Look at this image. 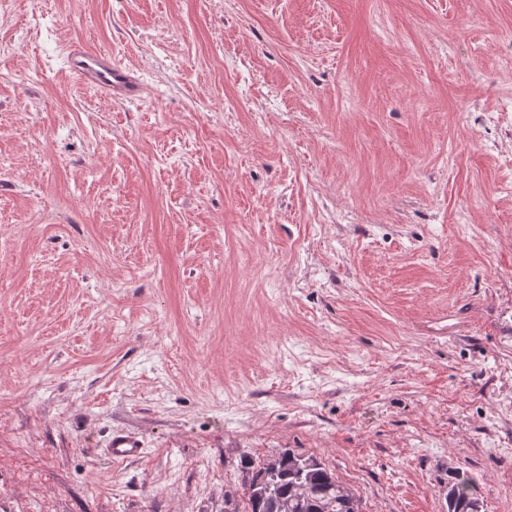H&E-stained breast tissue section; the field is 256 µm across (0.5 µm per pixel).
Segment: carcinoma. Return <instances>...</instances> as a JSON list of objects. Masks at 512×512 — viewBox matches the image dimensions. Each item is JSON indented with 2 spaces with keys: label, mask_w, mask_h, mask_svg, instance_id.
I'll list each match as a JSON object with an SVG mask.
<instances>
[{
  "label": "carcinoma",
  "mask_w": 512,
  "mask_h": 512,
  "mask_svg": "<svg viewBox=\"0 0 512 512\" xmlns=\"http://www.w3.org/2000/svg\"><path fill=\"white\" fill-rule=\"evenodd\" d=\"M245 512H362L360 500L321 462L286 450L248 467L242 480ZM448 512H481L474 479L461 472L448 481Z\"/></svg>",
  "instance_id": "carcinoma-1"
}]
</instances>
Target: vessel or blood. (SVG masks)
Segmentation results:
<instances>
[{"mask_svg":"<svg viewBox=\"0 0 512 512\" xmlns=\"http://www.w3.org/2000/svg\"><path fill=\"white\" fill-rule=\"evenodd\" d=\"M65 63L80 83L111 98L136 99L143 93L141 81L126 68L114 64L111 54L76 43L68 48ZM143 452V442L124 432L113 433L107 446L108 456L116 461L137 458Z\"/></svg>","mask_w":512,"mask_h":512,"instance_id":"vessel-or-blood-1","label":"vessel or blood"}]
</instances>
